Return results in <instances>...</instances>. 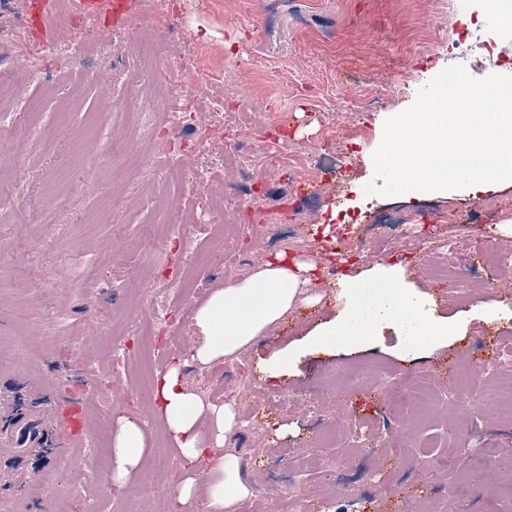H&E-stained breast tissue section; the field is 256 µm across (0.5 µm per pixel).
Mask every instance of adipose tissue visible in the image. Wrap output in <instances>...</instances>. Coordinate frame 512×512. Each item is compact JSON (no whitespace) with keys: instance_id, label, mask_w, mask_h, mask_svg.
<instances>
[{"instance_id":"1","label":"adipose tissue","mask_w":512,"mask_h":512,"mask_svg":"<svg viewBox=\"0 0 512 512\" xmlns=\"http://www.w3.org/2000/svg\"><path fill=\"white\" fill-rule=\"evenodd\" d=\"M308 270V265L279 256L247 278L213 289L195 310L201 339L191 350L192 359L211 364L246 350L292 311L308 282ZM348 301L344 313L317 333L318 343L343 347L369 338L381 319L399 323L414 348L427 349L448 338L446 325L419 319L403 284L392 275L376 273L350 284ZM155 412L180 462L178 512H235L251 497L241 458L224 448L238 426L234 407L204 402L187 389L178 367L169 366L157 372ZM144 447L140 421L120 418L112 434L113 482L126 483Z\"/></svg>"}]
</instances>
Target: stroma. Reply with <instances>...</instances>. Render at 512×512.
Instances as JSON below:
<instances>
[{
	"label": "stroma",
	"mask_w": 512,
	"mask_h": 512,
	"mask_svg": "<svg viewBox=\"0 0 512 512\" xmlns=\"http://www.w3.org/2000/svg\"><path fill=\"white\" fill-rule=\"evenodd\" d=\"M127 24L113 27L110 49L88 45L76 34L70 0H57L49 19L56 42L69 45L67 59L50 58L43 80L16 78L0 96V142L21 144L0 177L13 182L0 197V352L13 357L0 367V406L21 400L50 417L64 402L80 403L84 434L67 451L38 448L26 456L0 457V512H171L180 477L176 456L155 466L169 442L153 412L154 380L130 358L125 373L100 368L102 355L133 344L130 326L148 327L154 308L167 302L170 331L156 335L159 366L182 364L186 387L220 404L223 389L252 383L253 424L226 441L244 460L253 494L241 512H381L392 499L360 501L373 478L399 481L407 495L427 496L448 512H512V492L488 483L487 474L512 461V419L479 417L469 431L457 416L434 405L406 441L403 463L373 468L368 454L338 458V444L317 439L304 406L322 405L326 423L336 410L323 406V389L339 373L359 366H385L439 378L451 364L477 369L470 393L478 395L493 373L496 346L512 332V291L489 288L472 276V294L449 298L417 266L399 264L386 252L372 262L346 266L332 278L338 236L361 238L374 222L373 200L364 185L373 176L372 154L386 119L410 107L418 90L448 62L469 75L489 74L487 59L512 62V21L485 13L459 44L456 0H131ZM25 35L21 0L0 9V72L35 54ZM178 71L180 95L198 107L193 128L139 125L125 110L131 94L155 102L157 65ZM230 104L229 121L241 134L250 165L229 160L217 184L224 194V221L206 224L196 202L206 190L191 182H161L149 160L167 158L186 166L200 158L189 150L224 148V130L212 126L208 106ZM376 98L362 111V98ZM321 177L303 184L300 166ZM28 221L14 223L15 209ZM276 223L253 227L266 212ZM57 223H49V216ZM157 225L168 264L159 267L141 245V228ZM197 237L198 254L181 252L179 239ZM315 264L309 290L315 300L295 309L236 357L203 365L190 359L200 338L196 307L213 288L243 278L276 255ZM100 268L87 286L88 264ZM391 267L404 283L420 318L447 323L455 335L425 351L407 346L393 320L377 321L368 339L344 348L317 346L309 337L342 312L347 284L378 266ZM35 270L31 280L13 268ZM287 360L274 377L271 365ZM345 412L360 432L399 434L388 401L368 387L348 395ZM138 417L146 449L126 484L97 469L88 434L101 419ZM473 448L464 471L429 470L430 457L448 447ZM314 455L338 468L340 485L328 497L309 493L308 477L289 482L296 455ZM44 485L40 496L29 486Z\"/></svg>",
	"instance_id": "35a3bbf8"
}]
</instances>
